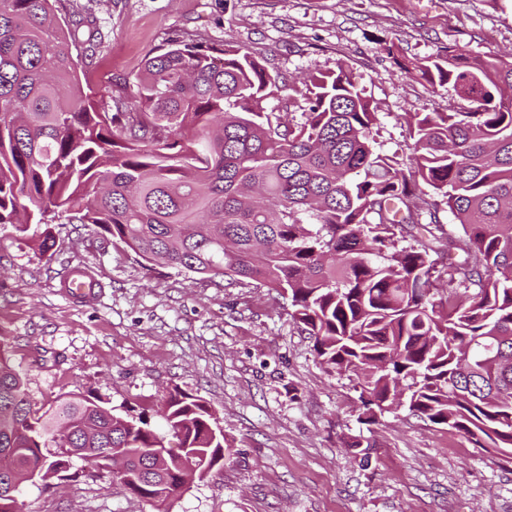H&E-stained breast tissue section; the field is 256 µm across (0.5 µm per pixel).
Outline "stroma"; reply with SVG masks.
<instances>
[{"mask_svg":"<svg viewBox=\"0 0 512 512\" xmlns=\"http://www.w3.org/2000/svg\"><path fill=\"white\" fill-rule=\"evenodd\" d=\"M60 21L87 18L103 39L72 44L79 75L106 102L172 42H230L290 78L345 68L378 112L382 154L406 164L410 112H465L453 87L431 90L398 60L459 48L512 57V0H54ZM394 46L388 55L386 46ZM38 257L0 226V332L36 405L71 394L120 414L171 393L202 397L234 455L180 491L168 512H512V463L399 408L358 420L360 386L327 372L286 298L149 267L95 227L58 224ZM102 283L80 303L68 270ZM369 441L368 458L343 443ZM70 480L27 483L23 512H156L111 471L73 459Z\"/></svg>","mask_w":512,"mask_h":512,"instance_id":"1","label":"stroma"}]
</instances>
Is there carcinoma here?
I'll list each match as a JSON object with an SVG mask.
<instances>
[{"label":"carcinoma","mask_w":512,"mask_h":512,"mask_svg":"<svg viewBox=\"0 0 512 512\" xmlns=\"http://www.w3.org/2000/svg\"><path fill=\"white\" fill-rule=\"evenodd\" d=\"M81 27L52 0H0V225L43 256L51 225L91 224L152 266L271 288L320 364L361 380L359 421L404 391L418 417L512 460V63L458 48L398 62L472 104L408 113L398 168L342 67L299 90L237 45L176 42L99 104L71 54ZM161 418L181 447L233 455L202 399L173 393ZM162 447L147 419L87 397L34 408L0 333V512L29 467L47 475L72 448L136 471ZM187 462H155L153 505Z\"/></svg>","instance_id":"carcinoma-1"}]
</instances>
